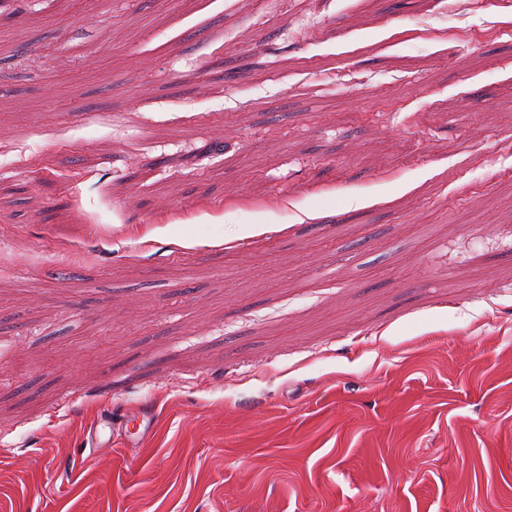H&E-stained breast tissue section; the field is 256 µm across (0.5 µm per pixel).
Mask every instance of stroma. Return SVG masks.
<instances>
[{"label":"stroma","mask_w":512,"mask_h":512,"mask_svg":"<svg viewBox=\"0 0 512 512\" xmlns=\"http://www.w3.org/2000/svg\"><path fill=\"white\" fill-rule=\"evenodd\" d=\"M0 39V512H512V0ZM131 421L133 430L130 428ZM153 427V418L148 413H141L134 418H122L113 422L112 408L104 411L90 432V446L93 448H109L112 443L119 442L125 448H133L141 438ZM116 432V438L114 437Z\"/></svg>","instance_id":"stroma-1"}]
</instances>
